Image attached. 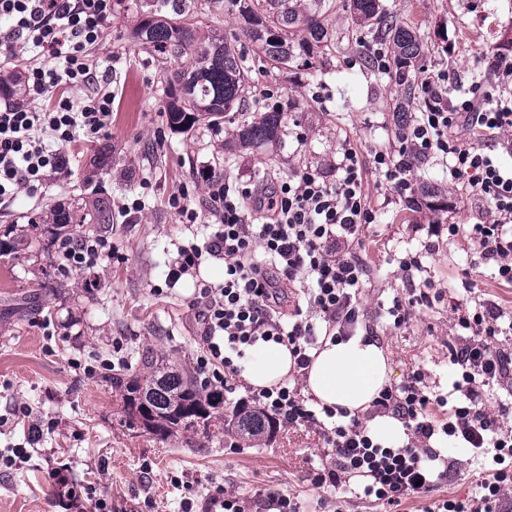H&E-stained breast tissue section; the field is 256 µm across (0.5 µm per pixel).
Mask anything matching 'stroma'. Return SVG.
<instances>
[{
  "label": "stroma",
  "instance_id": "obj_1",
  "mask_svg": "<svg viewBox=\"0 0 512 512\" xmlns=\"http://www.w3.org/2000/svg\"><path fill=\"white\" fill-rule=\"evenodd\" d=\"M328 14L329 46L311 48L288 68H277L256 46L241 40L237 13L227 0H211L209 25L226 39H240L248 70L247 111L232 112L221 129L199 125L177 132L166 121L165 98L153 58L128 37L138 16L116 7L99 45L90 52L99 87L111 92L112 127L94 141L78 138L71 146V171L51 176L35 197L0 207V240L24 239V248L0 254V448H32L29 462L0 471V512H63L46 472L67 465L79 482L93 483L97 495L115 507L143 512H181L182 488L171 476L184 477L195 499H204L213 483L246 498L266 490L297 502L299 512H425L430 501L472 494L483 478L469 451L445 447L433 437L448 465L445 479L430 495L412 497L384 508L356 495L360 478L349 491L316 487L317 468L331 465L332 451L319 432L282 427L253 443L231 430L178 432L162 438L141 423H129L122 397L112 387L106 365L123 369L125 379L139 373L145 349L166 355L181 373L195 374L201 326L189 304L203 286L224 281V262L209 259L197 278L165 286L167 265L177 244L204 239V225L188 231L168 207L169 196L185 185L196 188L193 203L205 204L207 190L197 185L198 172L212 168L243 182L269 174L288 177L318 169L338 177L344 142H351L363 168L364 189L376 211L374 224L360 235L359 253L370 271L363 292L364 323L387 350L394 375L391 385L405 383L422 370L431 390L447 392L453 381L450 352L458 338L447 302L416 309L409 323L388 329L379 322L403 282L399 261L407 252H423L416 281H430L442 293L472 296L512 312V285L494 279L480 265L467 241L449 244L447 235L430 236L432 224H469L476 200L448 183L439 158L412 163L416 188L432 195L418 205L398 201L376 168L379 151L397 153L393 111L402 101L400 88L382 78L366 55L373 32L356 24L351 0H333ZM396 24L415 28L422 52L415 68L449 75L455 94L482 80L486 57H512V0H379ZM282 111L280 131L271 142L241 149L225 138L249 113L269 101ZM164 133V146L155 136ZM107 154L96 164L95 151ZM148 183L145 209L137 217L119 208L124 197ZM103 187L113 205L112 221L95 234L108 237L123 263L103 261L93 270H62L58 229L40 223L43 211L71 206L85 184ZM94 374H85V367ZM42 423L30 440V421ZM151 464L143 476V464ZM150 491H143V483ZM150 507H143L144 497Z\"/></svg>",
  "mask_w": 512,
  "mask_h": 512
}]
</instances>
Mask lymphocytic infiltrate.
<instances>
[{
  "mask_svg": "<svg viewBox=\"0 0 512 512\" xmlns=\"http://www.w3.org/2000/svg\"><path fill=\"white\" fill-rule=\"evenodd\" d=\"M115 10L114 0H0V19L9 27L0 32V70L17 68L16 42L38 48L40 61L19 68L25 103L0 108V204L19 194L37 195L51 175L69 166L68 148L77 135L94 140L105 135L112 117L111 93L95 89L90 51L102 38ZM85 89L80 102L64 96L63 87ZM425 110L404 126L398 155L378 152L387 185L398 199L416 200L409 177L412 158L434 156L448 161L449 183L468 189L489 212L488 219L448 227L449 241L469 238L481 264L498 281L512 283V170L497 164L484 151V138L512 130V99L492 102L481 85L472 84L465 96L454 99L443 82L420 79ZM43 107H36V100ZM468 137H461V130ZM338 180L306 169L286 180H271L263 188L233 182L212 169L202 171L209 207L191 204L192 191L182 188L168 199L180 223L194 226L211 214L216 229L204 243L178 245L169 263L168 285L196 276L202 262H224V282L201 288L194 304L201 322L202 351L196 360L201 385L215 393H231L251 347L257 342L287 345L297 368H308L309 353L319 335L340 339L353 336L363 316L359 290L366 276L360 256L348 245L375 212L362 191L363 173L357 152L345 145ZM65 269H91L105 259L121 261L111 241L86 236L76 244H60ZM306 296L307 309L282 311L286 287ZM466 334L454 347L450 362L453 388L465 401L452 406L445 423L430 417L444 396H430L422 388L424 373L415 370L398 387L384 388L375 405L379 412L403 421L414 443L387 448L374 442L359 418L338 419L335 410L316 411L296 389L282 384L252 392L237 400L239 409H258L280 426H312L329 419L324 440L332 448L334 465L318 470V487H339L351 475L365 477L363 493L389 506L428 493L442 479L436 452L425 443L443 434L449 447L464 446L474 455L493 453L499 468L478 491L460 500L435 501L428 512H500V502L512 488V431L504 420L512 406L490 410L485 390L512 377V353L496 347L504 333L505 314L492 302L458 298L451 305ZM48 477L59 488L64 512H112L111 499L99 497L92 485L69 480L62 469Z\"/></svg>",
  "mask_w": 512,
  "mask_h": 512,
  "instance_id": "lymphocytic-infiltrate-1",
  "label": "lymphocytic infiltrate"
}]
</instances>
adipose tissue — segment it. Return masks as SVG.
Here are the masks:
<instances>
[{
  "label": "adipose tissue",
  "mask_w": 512,
  "mask_h": 512,
  "mask_svg": "<svg viewBox=\"0 0 512 512\" xmlns=\"http://www.w3.org/2000/svg\"><path fill=\"white\" fill-rule=\"evenodd\" d=\"M295 372L287 347L257 343L245 372L253 388H272ZM389 358L378 341L358 334L343 341L324 338L304 376V393L318 404L357 415L367 412L390 381Z\"/></svg>",
  "instance_id": "1"
}]
</instances>
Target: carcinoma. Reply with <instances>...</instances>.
<instances>
[{"label":"carcinoma","mask_w":512,"mask_h":512,"mask_svg":"<svg viewBox=\"0 0 512 512\" xmlns=\"http://www.w3.org/2000/svg\"><path fill=\"white\" fill-rule=\"evenodd\" d=\"M139 21L134 27V41L150 52L159 66V82L166 98L168 125L185 131L206 123L218 125L224 113L242 112L248 74L236 42L208 29L205 10L187 0H136ZM357 22L388 38L391 49L389 69L384 75L402 87L405 100H411L412 76L407 67L418 58L422 46L416 30L394 24L380 11L378 0H351ZM241 33L256 45L264 57L277 67H286L313 44L327 43L328 33L323 14L301 12L290 0H266V7L241 8ZM282 112L265 109L259 116L244 122L234 133L241 147L274 140L279 132ZM45 224L65 227L69 224H110L112 208L104 200L92 204L77 203L76 208L62 207L43 219ZM144 374L128 383L111 377L112 385L121 390L127 413L160 437L203 425L224 424L222 414L212 410L224 403L198 385L197 380L170 370L165 359L152 350L140 354ZM231 420L238 431L249 437L270 436L273 423L257 412L237 410Z\"/></svg>","instance_id":"carcinoma-1"}]
</instances>
